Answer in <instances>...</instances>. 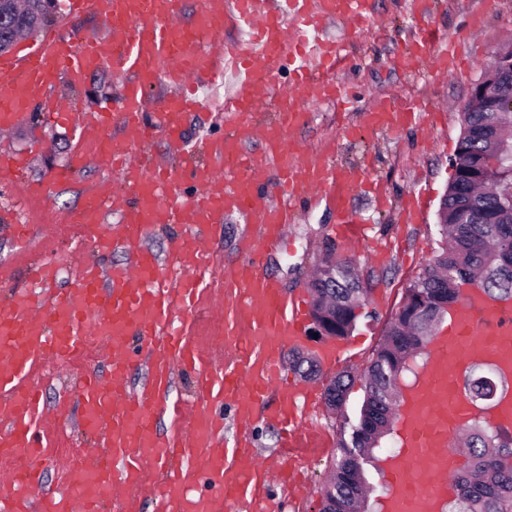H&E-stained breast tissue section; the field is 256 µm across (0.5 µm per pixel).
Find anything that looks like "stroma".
<instances>
[{
    "mask_svg": "<svg viewBox=\"0 0 512 512\" xmlns=\"http://www.w3.org/2000/svg\"><path fill=\"white\" fill-rule=\"evenodd\" d=\"M369 2L370 20L361 32L348 34L340 22L332 29L343 44L336 79L348 88L350 104L340 110L328 104L308 106L294 141L334 166L365 170L386 193L387 202L379 204L374 193L363 187L350 191L346 202L363 221V236L350 247L334 236L337 206L321 195L306 199L297 208L284 244L265 262L267 273L291 296L310 297L307 281L327 255L355 262L365 290L350 336L317 338L308 331L299 345L285 352L289 383L312 391L310 397L297 399L301 418L297 452H285L278 428L266 420L280 406L281 392L270 396L264 419L251 431L257 454L280 458L286 469L285 484L272 490L281 512H318L337 444L336 419L325 406L324 391L340 372H360L367 367L405 288L435 255L438 211L452 178L461 135L460 108L494 51L512 41V0H426L418 15L411 11V0ZM422 37L432 41L434 49H449L455 57L454 69L438 75L424 62L412 70L405 68L403 54ZM57 86L69 93L77 111L91 112L111 102L120 81L111 67L104 66L89 73L82 83L70 85L61 79ZM391 97L420 100L431 109L397 129L370 126L369 111ZM0 151L22 154L24 179L34 185L44 184L73 155L86 154L85 163L68 183L56 186L49 202L36 195L13 201L0 194V208L10 205L18 214L29 215L36 234L28 245L50 251L68 247L72 218L90 191L112 175L93 151L91 139L81 137L74 125L51 121L34 111L12 129L0 132ZM414 196L420 197L421 206L414 223L407 224L402 209ZM257 232V225L241 216L225 218L212 232L215 269L235 263L239 241ZM335 345L341 346V353L325 360V349ZM300 358L313 360L308 374L293 370V362Z\"/></svg>",
    "mask_w": 512,
    "mask_h": 512,
    "instance_id": "35a3bbf8",
    "label": "stroma"
}]
</instances>
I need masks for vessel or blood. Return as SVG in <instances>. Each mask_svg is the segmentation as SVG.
I'll list each match as a JSON object with an SVG mask.
<instances>
[{
	"mask_svg": "<svg viewBox=\"0 0 512 512\" xmlns=\"http://www.w3.org/2000/svg\"><path fill=\"white\" fill-rule=\"evenodd\" d=\"M64 18L100 19L103 39L45 34L23 53L0 57V130L35 108L59 123L74 115L71 101L54 94V80L67 74L77 83L109 65L126 79L111 105L82 115L83 130L94 134L98 152L118 178L116 189L88 197L77 221L99 253L121 248L130 259L109 268L79 262L75 249L56 251L32 266L29 286L14 289L0 306V459L11 469L0 486V512H105L120 498L122 512H136L138 496L151 499L155 512H235L256 502L275 478L247 437L224 443V415L196 411L191 426L163 434L160 395L175 369L195 374L196 398L233 408L241 428L281 378L283 349L298 344L304 327L299 298H288L262 268L264 253L280 247L293 207L307 195H345L361 180L356 172H336L325 161L301 154L290 134L306 105L341 101L345 89L335 79L341 44L328 32L339 17L349 29L368 17L367 0H200L194 21L182 18V0H69ZM230 76L223 107L230 126L213 142L212 163L189 170L151 164L142 154L158 134L171 150L188 157L183 137L193 112L215 111L198 96L200 82ZM171 88L154 101L156 83ZM271 107L272 119L255 115ZM154 109L153 120L143 117ZM411 106L389 100L370 113L373 126L392 128L412 114ZM261 144L246 152V141ZM23 159L0 154V184L23 187ZM190 178L194 193L178 185ZM117 211L121 222L102 231V216ZM238 214L259 224L243 247L239 263L224 274V366L212 350L176 319L213 305V239L197 226L214 228ZM156 224H182L170 254L178 277L163 272L160 259L143 247ZM73 268L60 287L64 268ZM141 335L151 378L132 389L128 377L135 354L130 335ZM106 352L108 374L85 373L77 401L89 448L74 457H55L45 433L47 408L31 373L47 362L84 356L89 337ZM480 352L512 372V304L470 289L454 308L431 345L427 373L401 401V449L387 468L389 491L382 512H442L455 491L460 461L454 434L460 421L476 412L457 390L456 380L469 354ZM56 458L68 489L44 491V462ZM207 478L213 492L190 494L189 485Z\"/></svg>",
	"mask_w": 512,
	"mask_h": 512,
	"instance_id": "1",
	"label": "vessel or blood"
}]
</instances>
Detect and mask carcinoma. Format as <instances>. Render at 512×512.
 I'll return each instance as SVG.
<instances>
[{
	"label": "carcinoma",
	"mask_w": 512,
	"mask_h": 512,
	"mask_svg": "<svg viewBox=\"0 0 512 512\" xmlns=\"http://www.w3.org/2000/svg\"><path fill=\"white\" fill-rule=\"evenodd\" d=\"M24 10L12 13V0L0 4V52L14 29L25 25L43 27L57 9V0H21ZM508 112L475 110L462 117L461 150L454 158L457 178L448 188L443 205L448 222L439 225L438 250L431 263L412 281L406 292L410 303L398 309L387 322L385 334L363 374L364 400L359 414H345L348 393L355 377L345 371L334 379L338 456L332 470L336 480L326 485L322 512L341 505L344 512H364L367 496L359 495L366 483L363 462L374 457L381 440L394 430L392 403L398 379L407 362L420 355L429 343L428 333L437 320L440 304L457 303L462 286L473 285L490 296L512 297V157L495 154L488 137L511 118ZM312 294L321 310H336V337L352 332L357 320L352 306L360 293V280L346 261L336 270L318 274ZM471 366L463 373L464 397L474 402L486 396L491 387L503 395L507 381L491 370L494 381L476 374ZM463 436L468 465L456 473L455 497L447 512H512V434L503 428L487 427L479 421L459 429Z\"/></svg>",
	"instance_id": "carcinoma-1"
}]
</instances>
